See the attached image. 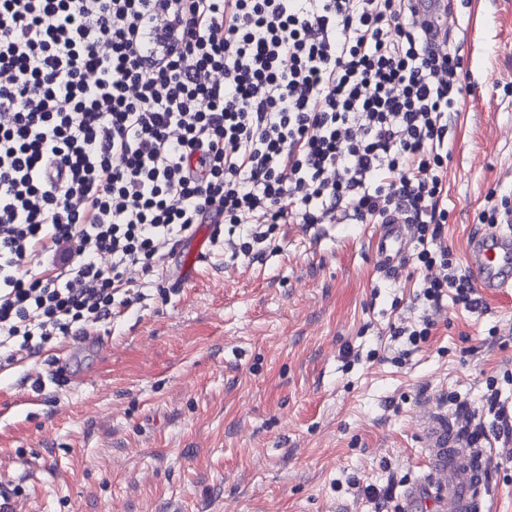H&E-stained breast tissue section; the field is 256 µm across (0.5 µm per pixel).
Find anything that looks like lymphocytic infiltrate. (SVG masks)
Instances as JSON below:
<instances>
[{"instance_id": "lymphocytic-infiltrate-1", "label": "lymphocytic infiltrate", "mask_w": 512, "mask_h": 512, "mask_svg": "<svg viewBox=\"0 0 512 512\" xmlns=\"http://www.w3.org/2000/svg\"><path fill=\"white\" fill-rule=\"evenodd\" d=\"M465 77L412 0H0V370L142 303L201 224L250 258L401 211L431 314L482 309L442 240ZM453 404L467 444L512 446L494 380Z\"/></svg>"}]
</instances>
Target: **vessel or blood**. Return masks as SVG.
<instances>
[{"instance_id": "b4317fda", "label": "vessel or blood", "mask_w": 512, "mask_h": 512, "mask_svg": "<svg viewBox=\"0 0 512 512\" xmlns=\"http://www.w3.org/2000/svg\"><path fill=\"white\" fill-rule=\"evenodd\" d=\"M450 0H424L421 16L432 25L436 45L448 43ZM413 227L404 214L389 215L372 239V254L377 273L396 279L409 262V243ZM208 230L200 228L195 244L181 265L179 283L191 281L196 266L207 252ZM468 275L485 295H496L512 288V225L500 224L475 230L467 241ZM426 467L408 487L402 499V512H413L421 493H428L438 512H483L489 496L488 456L485 449L461 440L446 415H438L425 432Z\"/></svg>"}]
</instances>
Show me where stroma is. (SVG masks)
<instances>
[{"mask_svg": "<svg viewBox=\"0 0 512 512\" xmlns=\"http://www.w3.org/2000/svg\"><path fill=\"white\" fill-rule=\"evenodd\" d=\"M451 28L469 90L451 115L443 243L461 269L487 195L512 194V0H455ZM373 230L283 224L252 261L219 243L178 289L171 261L106 330L111 356L54 343L0 377L15 512H374L364 486L402 496L425 463L422 418L453 393L479 402L491 377L512 396V289L475 313L444 300L408 349L389 326L424 316V272L379 278ZM490 455L488 512H512V450Z\"/></svg>", "mask_w": 512, "mask_h": 512, "instance_id": "stroma-1", "label": "stroma"}]
</instances>
